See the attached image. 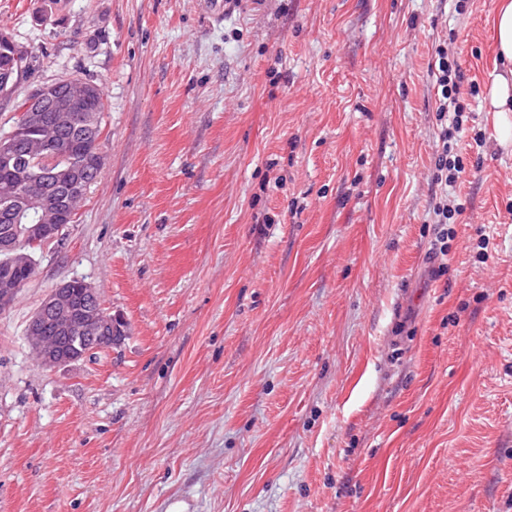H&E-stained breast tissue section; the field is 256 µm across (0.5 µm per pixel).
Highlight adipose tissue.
Here are the masks:
<instances>
[{
	"instance_id": "obj_1",
	"label": "adipose tissue",
	"mask_w": 512,
	"mask_h": 512,
	"mask_svg": "<svg viewBox=\"0 0 512 512\" xmlns=\"http://www.w3.org/2000/svg\"><path fill=\"white\" fill-rule=\"evenodd\" d=\"M493 28L502 67L490 75L486 109L493 114L497 136L506 140L512 138V0H496Z\"/></svg>"
}]
</instances>
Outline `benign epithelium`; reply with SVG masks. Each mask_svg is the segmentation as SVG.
I'll use <instances>...</instances> for the list:
<instances>
[{
	"label": "benign epithelium",
	"mask_w": 512,
	"mask_h": 512,
	"mask_svg": "<svg viewBox=\"0 0 512 512\" xmlns=\"http://www.w3.org/2000/svg\"><path fill=\"white\" fill-rule=\"evenodd\" d=\"M95 94L89 82H75L62 89L57 83L35 89L22 109L23 124L40 133V144L49 152L62 148L74 134L90 136L94 119L88 102ZM17 131L0 138V166L18 173L19 179L8 188V205L0 226V254H11L28 241L53 242L64 238L72 202L85 195L90 183L82 168L46 177L29 171L26 159L16 149ZM107 157L100 141L90 142L87 164L96 172ZM83 288L81 301L75 302L71 288ZM16 288L8 274L0 275V311L15 300ZM98 293L83 279L65 281L45 296L28 325V339L38 361L46 367L74 362L66 341L76 339L91 353L99 349L102 337L120 340L124 323L107 315L98 316Z\"/></svg>",
	"instance_id": "1"
}]
</instances>
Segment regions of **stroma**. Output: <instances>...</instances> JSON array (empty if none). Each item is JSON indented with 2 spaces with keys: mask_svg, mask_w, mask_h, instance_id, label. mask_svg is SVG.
Listing matches in <instances>:
<instances>
[{
  "mask_svg": "<svg viewBox=\"0 0 512 512\" xmlns=\"http://www.w3.org/2000/svg\"><path fill=\"white\" fill-rule=\"evenodd\" d=\"M494 3L0 0L29 63L0 132L38 86L92 81L108 154L0 313V512H512ZM438 42L475 86L441 261ZM73 278L125 337L45 367L26 328Z\"/></svg>",
  "mask_w": 512,
  "mask_h": 512,
  "instance_id": "obj_1",
  "label": "stroma"
}]
</instances>
